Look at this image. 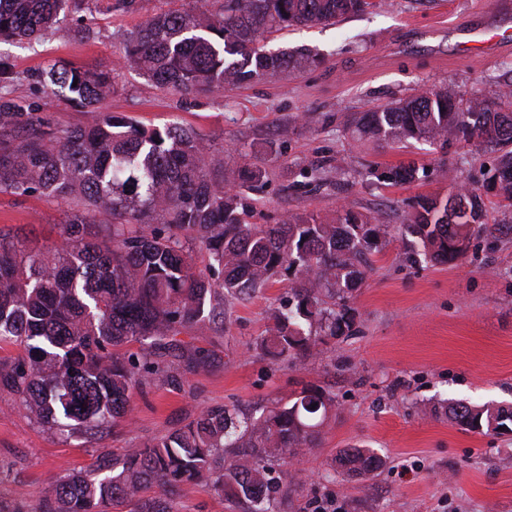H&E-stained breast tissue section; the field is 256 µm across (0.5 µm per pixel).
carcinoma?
I'll list each match as a JSON object with an SVG mask.
<instances>
[{
    "instance_id": "obj_1",
    "label": "carcinoma",
    "mask_w": 512,
    "mask_h": 512,
    "mask_svg": "<svg viewBox=\"0 0 512 512\" xmlns=\"http://www.w3.org/2000/svg\"><path fill=\"white\" fill-rule=\"evenodd\" d=\"M67 0H0V40H37L54 29ZM375 6L372 0H220L213 11L174 9L140 26L126 61L181 95L219 94L283 70L314 65L304 51L267 50V36L295 26L334 24ZM42 80L91 113L78 127H54L8 96L0 66V193H39L73 205L57 225L58 244L28 248L0 228V388L34 418L63 431L91 432L128 420L134 392L165 373L140 350L181 345L184 330L224 314V300H246L281 271L294 279L272 314L273 334L256 346L281 358L308 359L326 339L352 331L350 305L386 245L389 226L352 208L331 222L313 213L253 224L251 198L266 170L243 166L222 175L223 159L192 127L150 128L101 108L112 77L67 63ZM359 143L445 151L464 143L498 154L479 187L441 201L423 197L402 234L435 262L463 257L482 227V194L512 206V85L493 100L446 85L421 87L357 113L346 126ZM410 160L382 172L392 184L420 180ZM208 255L196 270L195 251ZM336 408L329 387L309 385L242 413L226 405L150 444L97 459L92 473L58 481L32 504L10 512H174L170 500L145 501L156 483L172 494L204 482L248 512H282L295 476L286 465L317 444ZM448 419L478 434L512 433V406L455 400ZM347 474L365 477L385 460L366 448L339 451Z\"/></svg>"
}]
</instances>
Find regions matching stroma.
Masks as SVG:
<instances>
[{"label":"stroma","mask_w":512,"mask_h":512,"mask_svg":"<svg viewBox=\"0 0 512 512\" xmlns=\"http://www.w3.org/2000/svg\"><path fill=\"white\" fill-rule=\"evenodd\" d=\"M497 0H378L362 15L330 25L295 27L271 48L304 49L319 62L282 72L223 96L172 95L124 59L131 32L177 3L211 10L214 0H68L56 30L39 41L0 42L13 74L11 98L53 126H77L89 113L54 95L39 74L57 61L111 72L106 111L147 126H194L221 151L225 168L240 153L267 171L253 194L256 223L287 212L332 220L351 208L389 224L356 295L352 335L329 340L312 358L263 354L257 338L273 327L283 284L224 318L184 331L183 350L161 358L180 388L159 378L135 394L129 427L69 435L39 423L0 391V485L11 498L38 499L60 478L89 470L97 457L142 446L195 420L205 407L247 410L289 399L304 386H329L336 409L321 441L297 466L298 485L284 512H512V434L466 432L443 414L465 399L512 405V235L480 233L469 253L431 263L409 246L400 226L415 198H445L461 182L482 183L495 156L469 147L441 154L358 146L344 127L354 112L387 104L420 86L448 85L494 97L512 81V44L491 59L465 50L460 28L488 24ZM418 158L427 175L413 184L378 181L375 170ZM319 168L317 181L302 171ZM65 203L37 194L0 193V228L41 249L54 247ZM206 366L188 368L191 353ZM374 451L387 465L364 478L334 473L340 449ZM176 512H244L202 482L182 484Z\"/></svg>","instance_id":"1"}]
</instances>
